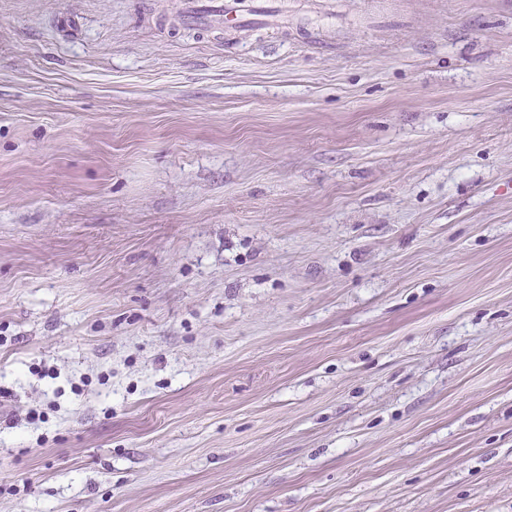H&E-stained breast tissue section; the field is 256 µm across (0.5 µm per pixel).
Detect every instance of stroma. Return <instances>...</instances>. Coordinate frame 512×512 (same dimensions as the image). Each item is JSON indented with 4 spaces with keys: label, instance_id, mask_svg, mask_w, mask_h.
Wrapping results in <instances>:
<instances>
[{
    "label": "stroma",
    "instance_id": "1",
    "mask_svg": "<svg viewBox=\"0 0 512 512\" xmlns=\"http://www.w3.org/2000/svg\"><path fill=\"white\" fill-rule=\"evenodd\" d=\"M0 0V512H512V0ZM252 0H187L184 19L196 26H206L208 20L218 16L224 22H232V27L243 28L256 16Z\"/></svg>",
    "mask_w": 512,
    "mask_h": 512
}]
</instances>
